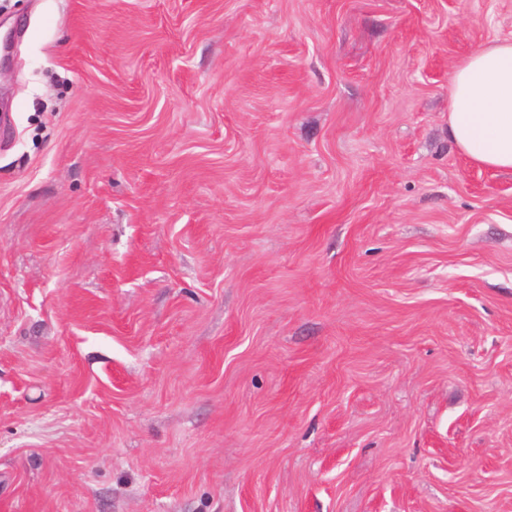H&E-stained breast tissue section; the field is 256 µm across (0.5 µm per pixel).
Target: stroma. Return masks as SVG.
I'll return each mask as SVG.
<instances>
[{
	"label": "stroma",
	"instance_id": "35a3bbf8",
	"mask_svg": "<svg viewBox=\"0 0 512 512\" xmlns=\"http://www.w3.org/2000/svg\"><path fill=\"white\" fill-rule=\"evenodd\" d=\"M0 512H512V172L448 137L512 0H0Z\"/></svg>",
	"mask_w": 512,
	"mask_h": 512
}]
</instances>
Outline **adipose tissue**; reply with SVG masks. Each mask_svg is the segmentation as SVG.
I'll return each instance as SVG.
<instances>
[{
    "label": "adipose tissue",
    "instance_id": "1",
    "mask_svg": "<svg viewBox=\"0 0 512 512\" xmlns=\"http://www.w3.org/2000/svg\"><path fill=\"white\" fill-rule=\"evenodd\" d=\"M448 136L474 164L512 171V41L476 48L456 64Z\"/></svg>",
    "mask_w": 512,
    "mask_h": 512
}]
</instances>
